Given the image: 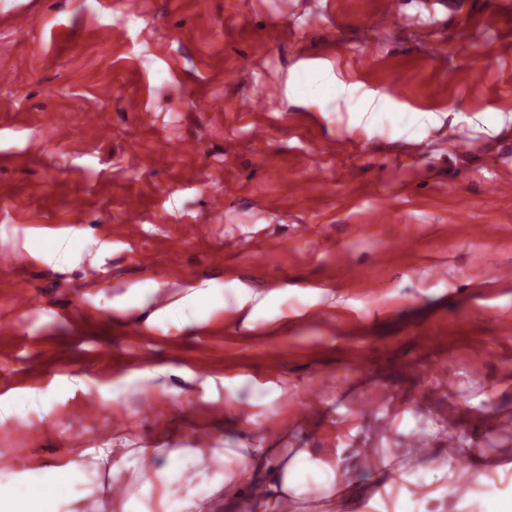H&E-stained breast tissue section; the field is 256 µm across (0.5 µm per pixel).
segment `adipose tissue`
Returning <instances> with one entry per match:
<instances>
[{
	"label": "adipose tissue",
	"mask_w": 512,
	"mask_h": 512,
	"mask_svg": "<svg viewBox=\"0 0 512 512\" xmlns=\"http://www.w3.org/2000/svg\"><path fill=\"white\" fill-rule=\"evenodd\" d=\"M469 453L467 443L450 442L436 458L433 478L420 482L413 472L426 461L410 449H403L404 468L396 472L388 459L360 448L356 451L358 467L374 477L373 483L362 487L337 468L333 454L318 457L308 448H265L257 443L247 448H198L193 453L194 468L175 471L149 467L152 460L178 456L175 448H90L62 468L40 471L32 490L36 500L48 506L52 503L48 490H60L81 470L106 466L113 484L122 490L113 500L114 512H131L124 492L138 482L161 488V512H336L343 502L378 504L391 490L386 478L392 474L403 483L401 498L440 502L459 483L456 460ZM212 472L220 475V482L209 481ZM311 482L317 486L312 494L306 491ZM203 484L208 487L204 494L198 491Z\"/></svg>",
	"instance_id": "adipose-tissue-1"
}]
</instances>
